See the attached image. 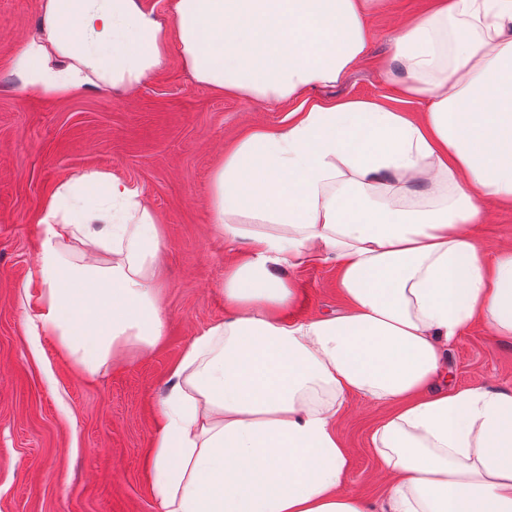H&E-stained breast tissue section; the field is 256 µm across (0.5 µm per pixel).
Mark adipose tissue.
I'll return each mask as SVG.
<instances>
[{
	"label": "adipose tissue",
	"instance_id": "adipose-tissue-1",
	"mask_svg": "<svg viewBox=\"0 0 512 512\" xmlns=\"http://www.w3.org/2000/svg\"><path fill=\"white\" fill-rule=\"evenodd\" d=\"M373 0H40L10 58L46 98L133 89L170 49L201 84L292 102L286 129L224 153L210 208L247 249L224 272L229 315L172 368L151 435L160 512H370L343 487L334 422L350 394L388 406L372 445L381 512H512V393L442 386L449 339L477 319L512 337V248L471 234L512 204V0H439L404 23L385 76L420 117L325 101L369 54ZM40 327L88 376L164 337L163 247L141 190L89 171L42 206ZM73 240L81 260L64 249ZM335 261L345 312L290 322L288 268Z\"/></svg>",
	"mask_w": 512,
	"mask_h": 512
}]
</instances>
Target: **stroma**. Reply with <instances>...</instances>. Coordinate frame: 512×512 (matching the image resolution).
I'll list each match as a JSON object with an SVG mask.
<instances>
[{
    "instance_id": "35a3bbf8",
    "label": "stroma",
    "mask_w": 512,
    "mask_h": 512,
    "mask_svg": "<svg viewBox=\"0 0 512 512\" xmlns=\"http://www.w3.org/2000/svg\"><path fill=\"white\" fill-rule=\"evenodd\" d=\"M39 0H0V512H156L149 459L171 367L194 337L227 316L224 270L241 244L224 239L210 212L212 173L252 129L288 124L290 104L220 94L197 82L178 55L143 85L49 99L27 92L8 65L38 22ZM431 0H378L370 53L318 99L389 102L381 71L392 38ZM114 173L143 190L164 237L159 284L165 336L88 378L55 337L27 328L44 201L63 180ZM474 234L488 254L512 246V205L486 204ZM297 299L287 316L307 320L347 304L334 261L291 268ZM448 386L512 391V338L483 321L448 345ZM384 406L349 396L336 418L348 451L346 489L372 507L388 495L371 435Z\"/></svg>"
}]
</instances>
